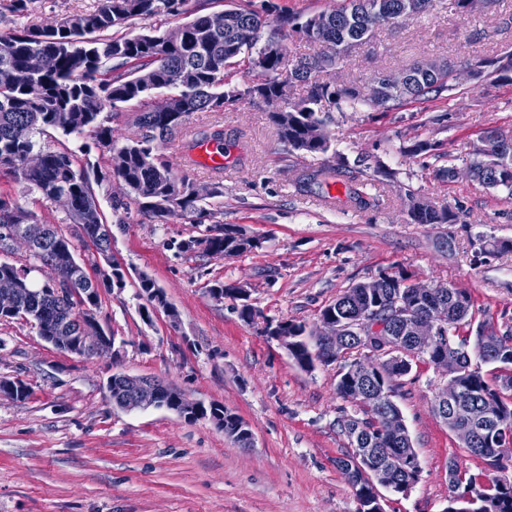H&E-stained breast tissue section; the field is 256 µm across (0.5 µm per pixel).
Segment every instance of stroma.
I'll return each mask as SVG.
<instances>
[{"label":"stroma","instance_id":"35a3bbf8","mask_svg":"<svg viewBox=\"0 0 512 512\" xmlns=\"http://www.w3.org/2000/svg\"><path fill=\"white\" fill-rule=\"evenodd\" d=\"M512 51V0L459 16L434 7L404 24L379 26L353 51L340 75L366 90L378 74L422 61H451L459 92L448 121H433L439 103L418 101L382 112H339L323 154L292 150L269 115L276 103L240 99L220 112H196L169 137L165 154L195 184L224 185V223L261 241L239 256L180 251L201 228L169 217L112 227V254L125 269L123 287H100L95 311L115 338L112 352L82 357L57 350L34 326L0 321V379H21L30 395L0 396V512H357L337 457L348 439L337 420L359 415L336 392V365L301 369L277 341L246 324L238 301L212 300L207 282L246 286L248 302L269 319L313 329L320 313L355 284L403 270L426 285L471 292L476 322L512 325V199L482 186L468 165L483 131L512 137V82L470 77L467 63ZM224 129L223 168L191 165L182 145L212 126ZM346 163V176L311 192L299 176ZM393 177L377 175L378 167ZM457 177L440 181L439 169ZM365 183L368 207L349 197ZM449 207L456 224H414L407 189ZM0 193L71 233L65 211L39 200L9 176ZM505 252L480 254L487 239ZM151 277L178 315L157 310L144 322L139 274ZM155 376L189 399L218 402L251 428L244 449L210 419L188 421L167 409L126 412L106 388L112 374ZM428 364L402 378L400 406L421 466L405 494H389L386 512H444L448 464L477 471L480 460L434 414L448 383Z\"/></svg>","mask_w":512,"mask_h":512}]
</instances>
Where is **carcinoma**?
Masks as SVG:
<instances>
[{"mask_svg":"<svg viewBox=\"0 0 512 512\" xmlns=\"http://www.w3.org/2000/svg\"><path fill=\"white\" fill-rule=\"evenodd\" d=\"M188 2L101 0L94 10L64 16L51 25L24 23L0 33V174L12 177L45 202L60 194L72 202L67 214L73 232L68 237L15 199L0 195V252L12 251L8 240L14 236L31 238L27 263L17 266L0 261V280L14 278L24 289L22 312L41 336L88 335L76 331L74 309L82 308L86 319L96 320L99 282L77 257L74 240H91L106 261L112 232L104 229L90 177L76 153L39 143L36 136L48 128L64 137L90 135L108 150L110 169L127 190L126 198L112 199L116 223L128 224L140 215L173 216L191 224L208 221L202 236L185 241L181 251H197L204 236L209 246L241 255L259 247V242L239 237L238 231L217 220L220 210L215 200L224 196L223 184H212L210 193L201 197L195 194L194 182L176 175L163 153L168 136L193 112H222L224 104L241 98H278L284 84L303 82L306 95L297 102L283 100V107L271 113L270 120L290 148L325 153L330 148L328 125L333 113L360 105L398 109L414 101H446L455 96L457 85L448 80V71L453 69L448 62L435 74L428 73L424 64L404 70L410 81L402 87L377 77L367 94L332 78L316 80L313 75L340 69L353 50L370 41L380 24L408 22L435 3L452 14L477 10L475 0H342L337 7L304 17L274 3L265 5L261 14L252 8L251 0H245L220 11L196 8L195 16L176 28L180 38L175 42L169 31L161 35L129 31L135 20L177 16ZM266 28L269 34L265 37ZM288 31L319 50L288 65ZM244 61L254 73L252 83L243 89L224 88V71ZM468 66L476 79L495 75L507 80L512 73V53L471 61ZM153 93L161 98L137 114V132L117 143L109 121L118 104L141 101ZM474 155L473 177L487 188H503L512 194V139L487 130ZM344 173L346 165L339 164L304 174L298 178L299 187L305 191ZM406 195L413 224H455L459 220L446 206L422 205L413 189H407ZM212 225L221 226L222 231L209 237ZM60 264L74 269L70 284L76 290L74 297L53 295L56 284L49 271ZM33 272L45 274L44 280H34ZM384 283L376 294L361 283L348 288L322 309L321 318L334 317L348 325L374 313L383 315L395 304L413 314L441 304L448 307L446 339L420 350L401 329L394 332V349L361 359L353 353L368 347L359 339L348 340L341 353L333 355L319 343L317 333L301 323L268 321L261 329L266 337L274 327L298 337L297 350L289 356L304 370L317 363L341 361L336 391L345 399H353L360 386V363H372L367 384L373 395L362 405V416L346 415L337 421L350 451L337 458L336 465L356 486L358 512L376 508L377 469L384 470V479L396 493L419 480L421 466L411 436L392 428L389 417L402 415L394 400L398 381L414 365L436 366L445 357L450 380L461 387L472 410L483 411L470 430L474 440L463 448L487 466L490 458L499 460L493 465L499 471L495 476L485 469L462 471L449 462L447 512H512V477L504 475L512 467L506 451L507 438H512V385L505 386L499 375L504 369L512 370V329L502 332L484 321L476 333L467 331L474 309L472 295L465 290L426 286L402 272L384 274ZM484 365L492 366L491 375L483 373ZM6 390L17 400L29 396V387L21 379H1L0 391ZM206 417L226 437L245 447L248 436L239 416L213 403L201 406L190 419Z\"/></svg>","mask_w":512,"mask_h":512,"instance_id":"1","label":"carcinoma"}]
</instances>
